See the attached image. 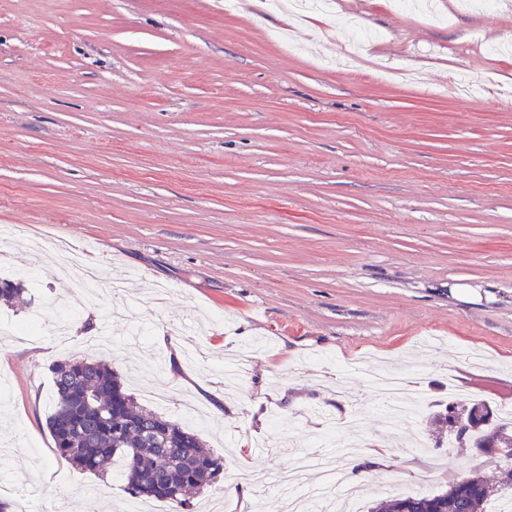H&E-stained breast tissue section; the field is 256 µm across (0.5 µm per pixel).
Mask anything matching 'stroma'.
<instances>
[{
    "label": "stroma",
    "instance_id": "stroma-1",
    "mask_svg": "<svg viewBox=\"0 0 512 512\" xmlns=\"http://www.w3.org/2000/svg\"><path fill=\"white\" fill-rule=\"evenodd\" d=\"M433 22L405 4L338 0L289 20L224 0H0V277L25 281L42 329L0 343V499L43 512H123L118 480L54 454L50 368L110 363L137 403L224 459L191 512H288V496L234 480L282 470L327 425L394 463L366 471L358 512L428 496L496 455L436 437L451 402L512 407V9L442 0ZM359 50L356 68L337 57ZM493 82L447 95L452 78ZM61 238L117 303L72 288ZM488 291L453 300L452 286ZM408 374L419 417L391 426L366 365Z\"/></svg>",
    "mask_w": 512,
    "mask_h": 512
}]
</instances>
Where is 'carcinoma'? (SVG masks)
Wrapping results in <instances>:
<instances>
[{"label": "carcinoma", "instance_id": "obj_1", "mask_svg": "<svg viewBox=\"0 0 512 512\" xmlns=\"http://www.w3.org/2000/svg\"><path fill=\"white\" fill-rule=\"evenodd\" d=\"M21 282L0 278V303L23 301ZM54 411L47 419L57 454L76 469L99 474L118 466L124 491L133 498L165 502L184 512L189 495L216 487L223 463L204 440L154 409L135 406L118 373L103 360L70 359L52 365ZM457 444L501 448L512 458V422L490 425L492 412L477 403L468 411ZM492 497L484 480L468 477L432 496L396 495L371 512H485Z\"/></svg>", "mask_w": 512, "mask_h": 512}]
</instances>
